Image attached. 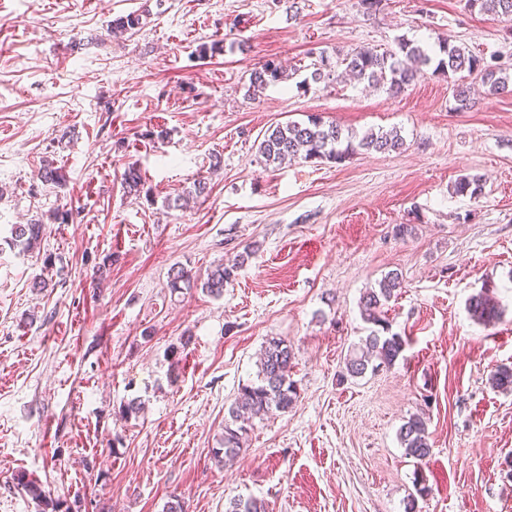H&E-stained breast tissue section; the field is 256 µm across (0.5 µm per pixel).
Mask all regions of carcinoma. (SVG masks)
<instances>
[{
	"label": "carcinoma",
	"instance_id": "1",
	"mask_svg": "<svg viewBox=\"0 0 512 512\" xmlns=\"http://www.w3.org/2000/svg\"><path fill=\"white\" fill-rule=\"evenodd\" d=\"M465 7L480 13H494L506 21H512V0H465ZM142 24L138 14L130 13L112 20L111 29L117 32L134 30ZM343 68L373 86L385 89L391 95L400 94L410 86L424 67H433V72L451 79L455 109L465 111L475 106L470 96L468 80L478 82L486 93L499 95L512 93V72L506 68L487 64L484 59L468 47L455 43L451 36L438 39L437 49L432 50L417 42L401 37L397 39V49L378 52L365 48H355L331 62L327 52L322 51L313 63L310 74L312 81L318 82L332 76L333 67ZM284 79L283 71L273 61H267L250 74L252 94L266 89L269 85ZM405 141L397 129L389 131L369 130L362 136L354 132H344L335 123L326 124L317 115H312L304 123L288 122L264 133L258 145V153L265 164L281 163L285 159L328 161L339 164L359 150L389 153L404 147ZM482 179L477 175H465L454 183L458 195L475 196L482 191ZM44 224L36 220L29 224H14L11 227L12 240L24 251H31L41 240ZM240 263L219 265L211 271L206 281L195 282L191 271L175 266L171 269L169 286L172 291L192 289L201 286L202 291L219 297L224 293V284L232 281ZM401 288V280L396 272L387 274L378 287L371 288L361 297L362 319L373 326L366 337L368 349L386 366L393 365L404 350L405 341L398 333L391 332L392 324L387 318L385 307ZM471 316L484 323H490L500 316V309L494 297L486 292L472 296L468 302ZM293 351L284 340L271 338L264 346L258 371V380L240 389L228 409L229 419L224 422V433L219 447L214 449L217 460L225 462L235 459L243 447L247 429L242 422L263 417L274 412L286 413L296 402L297 392L290 379ZM371 363L366 354H353L346 358L345 368L349 376H363ZM493 387L512 390V366L502 365L491 375ZM399 442L405 453L423 460L431 454L427 423L419 415L408 418L400 427ZM22 487L35 499L44 503L51 512H73L71 507L46 496L41 486L32 480L20 481ZM225 512H265L256 499L231 498L224 505Z\"/></svg>",
	"mask_w": 512,
	"mask_h": 512
}]
</instances>
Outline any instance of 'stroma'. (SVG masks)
<instances>
[{
    "label": "stroma",
    "mask_w": 512,
    "mask_h": 512,
    "mask_svg": "<svg viewBox=\"0 0 512 512\" xmlns=\"http://www.w3.org/2000/svg\"><path fill=\"white\" fill-rule=\"evenodd\" d=\"M141 11V28L110 35ZM448 35L512 66V23L464 0L372 14L360 0H0V512H42L22 475L81 512H164L174 494L186 512L235 496L266 512H512V392L490 381L512 366V93L458 112L428 68L395 97L346 76L299 86L320 51ZM218 39L221 54L199 57ZM267 60L285 79L249 93ZM312 114L399 129L405 146L264 164V133ZM47 163L63 185L38 179ZM132 163L137 194L122 184ZM468 174L481 194H453ZM201 176L208 194L179 205ZM37 217L40 248L20 252L10 228ZM249 244L223 297L171 293L173 266L203 280ZM391 271L405 349L350 377L370 333L359 300ZM486 288L503 310L488 325L467 311ZM273 337L293 349L296 403L253 418L219 465L228 409ZM413 415L422 461L398 439ZM398 438L406 455L423 460L431 454L427 423L422 416L409 417L400 427Z\"/></svg>",
    "instance_id": "35a3bbf8"
}]
</instances>
